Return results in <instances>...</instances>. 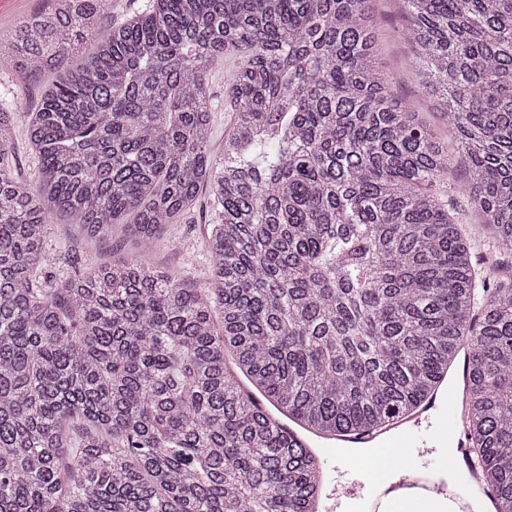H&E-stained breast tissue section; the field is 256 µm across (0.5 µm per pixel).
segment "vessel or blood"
I'll return each mask as SVG.
<instances>
[{"instance_id":"b4317fda","label":"vessel or blood","mask_w":512,"mask_h":512,"mask_svg":"<svg viewBox=\"0 0 512 512\" xmlns=\"http://www.w3.org/2000/svg\"><path fill=\"white\" fill-rule=\"evenodd\" d=\"M468 373V364H461L412 417L383 430L315 439L289 422L281 429L302 446H321L324 464H339L351 475L359 512H429L441 497L450 501V512H473L474 498L487 506L493 493L486 474L469 455L464 432L466 406L460 384ZM426 439L446 443L447 451L436 459L425 457L420 446ZM355 448L378 449L384 469L397 473V480L383 481L379 473L365 469L351 454ZM457 470L465 472V485L449 488L444 475Z\"/></svg>"}]
</instances>
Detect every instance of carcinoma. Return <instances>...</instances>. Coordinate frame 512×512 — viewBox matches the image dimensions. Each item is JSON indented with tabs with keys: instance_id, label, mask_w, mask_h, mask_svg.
<instances>
[{
	"instance_id": "1",
	"label": "carcinoma",
	"mask_w": 512,
	"mask_h": 512,
	"mask_svg": "<svg viewBox=\"0 0 512 512\" xmlns=\"http://www.w3.org/2000/svg\"><path fill=\"white\" fill-rule=\"evenodd\" d=\"M372 2L148 0L104 28L112 0H55L0 41L21 76L93 45L29 113L34 181L0 94V512H308L320 461L241 385L313 431H371L463 344L467 439L512 512V0H401L454 151L388 86ZM204 185L196 288L148 254ZM59 216L137 252L41 288ZM236 66V58L226 55L214 62L209 75L214 101L217 104L215 111L212 112L210 138L211 150L216 155L224 151V137L231 126L232 112L229 103L225 100V87ZM25 123L23 114L17 117L11 147L18 175L27 181H32L38 167V156L28 143Z\"/></svg>"
}]
</instances>
